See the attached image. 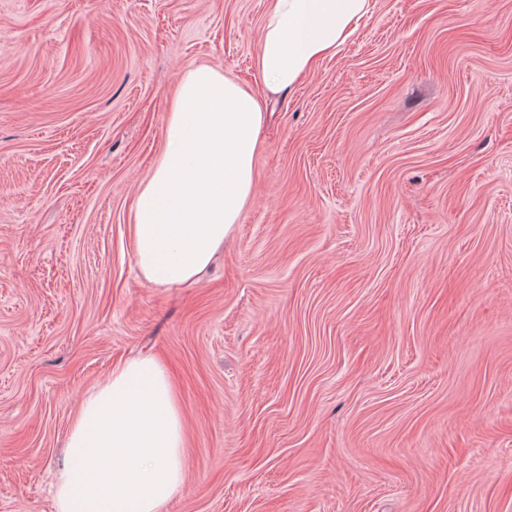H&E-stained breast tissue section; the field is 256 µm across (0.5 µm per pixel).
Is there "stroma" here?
<instances>
[{
	"instance_id": "obj_1",
	"label": "stroma",
	"mask_w": 512,
	"mask_h": 512,
	"mask_svg": "<svg viewBox=\"0 0 512 512\" xmlns=\"http://www.w3.org/2000/svg\"><path fill=\"white\" fill-rule=\"evenodd\" d=\"M269 0H0V512H54L71 415L157 355L166 512H512V0H371L279 101L198 279L130 208L171 93L252 91Z\"/></svg>"
}]
</instances>
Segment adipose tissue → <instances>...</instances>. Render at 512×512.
<instances>
[{
	"mask_svg": "<svg viewBox=\"0 0 512 512\" xmlns=\"http://www.w3.org/2000/svg\"><path fill=\"white\" fill-rule=\"evenodd\" d=\"M371 0H270L255 59L263 94L206 65L183 70L166 148L137 191L130 227L143 277L178 285L204 271L240 223L257 180L271 101L334 56ZM184 409L153 357L112 368L70 421L56 512H165L184 480Z\"/></svg>",
	"mask_w": 512,
	"mask_h": 512,
	"instance_id": "ef3b65f1",
	"label": "adipose tissue"
}]
</instances>
